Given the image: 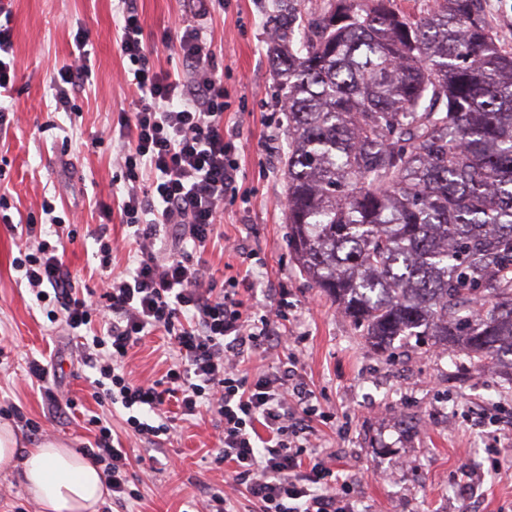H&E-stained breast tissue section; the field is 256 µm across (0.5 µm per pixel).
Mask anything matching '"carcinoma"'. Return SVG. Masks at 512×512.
Wrapping results in <instances>:
<instances>
[{"instance_id":"1","label":"carcinoma","mask_w":512,"mask_h":512,"mask_svg":"<svg viewBox=\"0 0 512 512\" xmlns=\"http://www.w3.org/2000/svg\"><path fill=\"white\" fill-rule=\"evenodd\" d=\"M280 9L288 238L366 341L512 367V47L478 0Z\"/></svg>"}]
</instances>
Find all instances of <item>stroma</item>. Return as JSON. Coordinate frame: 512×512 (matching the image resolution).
<instances>
[{
    "instance_id": "35a3bbf8",
    "label": "stroma",
    "mask_w": 512,
    "mask_h": 512,
    "mask_svg": "<svg viewBox=\"0 0 512 512\" xmlns=\"http://www.w3.org/2000/svg\"><path fill=\"white\" fill-rule=\"evenodd\" d=\"M144 20L150 61L179 72L175 35L190 21L191 0H131ZM15 90L0 107L13 115L0 137V195L13 219L45 221L43 201L69 220L73 239L63 261L76 288L99 286L97 228L100 202L123 187L113 134L120 112H134L137 94L124 79L129 62L119 46L120 0H11ZM278 0H213L204 36L235 126L240 177L217 216L219 236L205 258L216 284L243 276L246 265L225 250V237L243 240L262 259L257 285L241 290L255 312L287 296L292 348L279 347L267 365L295 352L300 371L334 422L315 423L316 435L340 452L358 512H512V446L494 444L512 428V378L498 363L477 366L464 351L395 339L390 353L372 349L336 304L301 272L288 243L281 202L282 158L288 150L286 118L270 71V20ZM90 38L92 77L73 96L77 112L57 110L52 78L71 61L74 35ZM23 240L0 224V423L13 410L39 422L25 443L67 441L83 450L92 441L85 413L111 419L130 455L129 486L137 501L108 503L106 512H198L208 493L223 489L230 464L220 461L212 416L181 422L163 449L126 432L125 410L93 396L94 370L83 365L72 337L47 320L21 282L14 260ZM162 332L130 350L132 380L160 379L170 363ZM51 357L49 391L26 379L31 359ZM76 402L50 406L48 394Z\"/></svg>"
}]
</instances>
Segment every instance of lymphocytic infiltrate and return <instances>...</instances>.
I'll return each instance as SVG.
<instances>
[{
  "mask_svg": "<svg viewBox=\"0 0 512 512\" xmlns=\"http://www.w3.org/2000/svg\"><path fill=\"white\" fill-rule=\"evenodd\" d=\"M196 2L197 22L178 41L188 80L151 64L141 15L131 0L122 9L120 50L139 98L136 112L118 116L127 145L117 215L136 245L132 271L111 275V240L100 233L105 278L103 300L94 302L72 286L57 247L40 240L32 224L10 227L25 234L27 251L16 265L49 321L71 332L85 365L97 371V389L129 410L126 423L135 434L151 442L170 435L169 420L152 418L170 398L186 419L210 411L221 457L233 466L231 482L260 512H355L348 483L329 486L333 458L318 455L312 422L331 414L300 382L297 359L253 375L244 368L283 343L286 303L252 315L236 289L217 290L207 276L204 254L224 195L237 187L240 164L236 137L224 128V86L202 36L212 0ZM164 227L183 229L184 245L161 256L155 244ZM95 321L104 333L86 337L84 327ZM155 331L169 336L175 356L159 380L134 383L124 361ZM88 424L95 434L85 455L101 467L113 499L134 498L120 435L100 416Z\"/></svg>",
  "mask_w": 512,
  "mask_h": 512,
  "instance_id": "obj_1",
  "label": "lymphocytic infiltrate"
}]
</instances>
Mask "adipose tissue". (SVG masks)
<instances>
[{
	"instance_id": "ef3b65f1",
	"label": "adipose tissue",
	"mask_w": 512,
	"mask_h": 512,
	"mask_svg": "<svg viewBox=\"0 0 512 512\" xmlns=\"http://www.w3.org/2000/svg\"><path fill=\"white\" fill-rule=\"evenodd\" d=\"M15 470L41 512H99L109 495L99 467L67 443L27 447L12 424L0 423V471Z\"/></svg>"
}]
</instances>
